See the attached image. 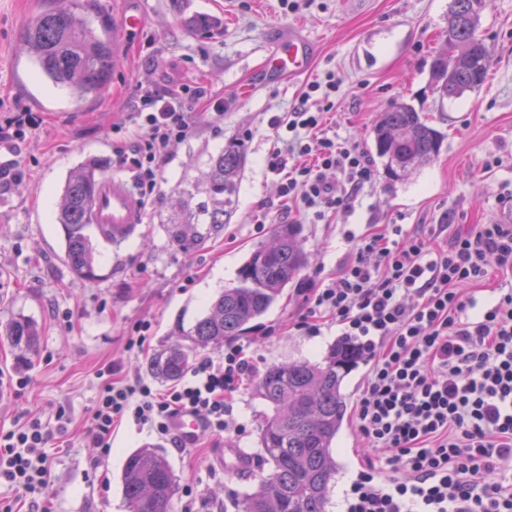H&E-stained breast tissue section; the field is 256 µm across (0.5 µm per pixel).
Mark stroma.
<instances>
[{"label": "stroma", "mask_w": 512, "mask_h": 512, "mask_svg": "<svg viewBox=\"0 0 512 512\" xmlns=\"http://www.w3.org/2000/svg\"><path fill=\"white\" fill-rule=\"evenodd\" d=\"M451 0H299L296 11L280 0H94L92 27L141 15L135 29L119 32V64L107 88L74 103L44 80L19 52L29 18L59 8L60 0H0V113L28 112L34 123L0 158L14 160L21 183L0 194V371L22 373L20 392L0 393V430L32 417L49 419L68 407L69 433L52 439L48 495L54 512H128L118 478L127 452L159 446L176 480L170 512H237L241 495L257 485L258 432L270 408L256 394L257 374L292 360H314L339 338L329 319L313 331L296 326L307 310L300 283L335 278L349 256L346 234L362 236L399 224L404 231L449 236L440 225L512 224V0H487L479 34L491 51L487 81L475 91L438 106L428 87L431 59L448 26ZM193 15L218 19L202 32L188 27ZM299 29L314 45L308 70L292 77L263 76L273 47ZM334 74L340 84L328 124L367 154L375 152L372 128L389 104L403 99L422 109L445 139L439 155L403 180L386 175L375 159V179L349 210L319 224L279 204L278 178L267 168L276 148L270 120L292 111L307 84ZM160 92H202L194 130L160 167V189L137 218L129 239L112 244L95 239L99 277L86 281L70 270L63 235L55 222L61 188L70 169L88 157L103 159L109 175L131 179L119 164L117 145L130 146L138 129L131 120L139 86ZM222 111H212L213 103ZM243 139L245 161L238 178L235 212L223 233L204 248L185 253L169 241L166 222L186 183L201 177L208 158L228 140ZM276 223L261 224L263 204ZM302 227L308 265L269 311L236 337L255 363V376L234 395V420L243 433L207 431L189 448L175 447L148 427L125 422L112 432L104 467L91 470L95 449L80 434L95 404L97 371L112 362L116 379H142L159 389L168 380L151 374L150 359L180 343L237 272L254 246L270 241L275 224ZM33 320V347L14 346L5 334L14 318ZM150 325L143 347H135L139 323ZM241 449L249 460L237 473L224 470V451ZM339 470L330 512H346L350 484L364 463L365 447L354 414H347L338 439Z\"/></svg>", "instance_id": "35a3bbf8"}]
</instances>
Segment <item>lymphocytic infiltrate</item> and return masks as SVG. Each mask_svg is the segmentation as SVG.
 Masks as SVG:
<instances>
[{"label": "lymphocytic infiltrate", "mask_w": 512, "mask_h": 512, "mask_svg": "<svg viewBox=\"0 0 512 512\" xmlns=\"http://www.w3.org/2000/svg\"><path fill=\"white\" fill-rule=\"evenodd\" d=\"M337 89L330 76L310 82L293 112L271 123L287 133L268 158L280 195L317 221L349 208L374 179L369 157L322 127ZM133 121L139 144L119 162L148 197L158 187L159 162L187 138L194 113L182 94L147 89ZM295 156L315 162L289 167ZM492 263L512 271L507 225H468L443 249L395 224L390 236L359 238L335 279L312 289L302 326L334 320L370 362L356 422L383 466L360 473L348 512H512V290L483 304L461 291L481 281ZM253 371L241 346L225 348L222 359L200 360L162 392L114 382L112 366H105L82 432L99 450L94 467L110 454L114 425L126 419L164 437L185 412L213 432L243 431L231 422L233 394ZM69 423L61 405L54 423L33 419L0 432V482L28 498L33 512L50 482L45 448Z\"/></svg>", "instance_id": "obj_1"}]
</instances>
